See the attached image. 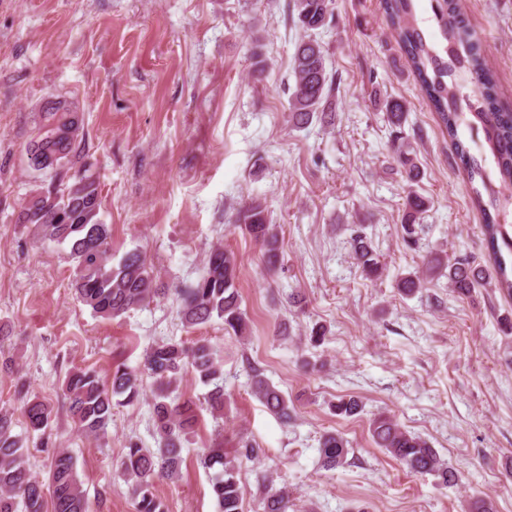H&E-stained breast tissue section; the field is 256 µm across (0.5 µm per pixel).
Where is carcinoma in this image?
I'll list each match as a JSON object with an SVG mask.
<instances>
[{"instance_id":"obj_1","label":"carcinoma","mask_w":512,"mask_h":512,"mask_svg":"<svg viewBox=\"0 0 512 512\" xmlns=\"http://www.w3.org/2000/svg\"><path fill=\"white\" fill-rule=\"evenodd\" d=\"M289 17L303 31L292 60L294 87L289 98L287 122L300 129L317 120L332 126L336 118L333 101L340 82L329 70L327 50L317 31L334 18L335 0H289ZM384 10L398 37L408 62L426 97L448 133L469 182L480 181L474 189L475 202L486 214L484 234L495 263V287L512 295V273L508 272L501 247L512 249V240L490 211H503L508 199L496 190L481 162L459 138V128L482 129L500 184H512V113L497 108L494 74L488 67L480 44L460 10L459 0H435L433 19L440 41L429 40L416 17L413 0H384ZM473 85V94L463 92ZM391 128V148L397 171L406 181V204L401 220L403 241L415 244L418 215L426 201L417 190L423 171L413 142L416 136L405 131L406 105L386 98L380 102ZM78 113L68 105L54 103L39 113L37 140L28 152L29 166L50 175L48 184L33 192L21 206L18 221L30 224L42 240L66 244L75 267L72 289L76 298L101 318H116L149 304L162 294L157 274L136 251L112 258V227L99 217L100 182L90 165L84 163L73 174L65 164L82 158L85 146ZM234 223L260 245L268 271L279 261L280 225L268 220L266 199L249 196L236 209ZM351 249L362 275L369 281L381 279L386 266L371 246L361 224L351 228ZM240 261L236 253L221 244L211 248L204 270L196 282L177 291L184 324L195 327L214 318L224 323V332L242 337L248 323L241 309L238 287ZM459 295L487 283L486 270L466 255L431 253L416 270L398 277L395 288L404 296L415 294L425 284L441 278ZM208 387L200 402L179 400L178 391L186 371ZM143 371L153 383V412L159 435V448L152 451L130 441L121 461V474L130 484L137 512H165L152 492L153 479L174 480L182 472V440L194 432L200 411L214 418L224 414V365L216 359L210 344L190 345L162 341L146 351ZM253 394L283 423L294 418V407L254 365H248ZM65 391L69 410L78 428L88 437L107 432L112 410L140 400V376L125 364L117 365L110 383L102 382L91 369L74 368L66 375ZM21 413L28 432L38 434L40 445L51 444L47 434L50 406L25 386L18 389ZM360 409L354 398H341L332 405L338 415L353 416ZM14 413L0 409V512H45V495H50L52 512H87L83 483L73 455L55 449L48 478L40 479L27 466L28 449L12 434ZM370 432L378 447L385 449L412 474H431L443 485L455 482V474L430 443L402 427L392 417L380 413L370 421ZM322 468L335 469L346 463L350 442L340 432L327 431L319 439ZM261 448L241 437L231 448H207L200 465L212 472L210 485L217 512H244V490L238 479L245 461L259 458ZM260 505L263 512H292L295 503L288 487L263 486Z\"/></svg>"}]
</instances>
